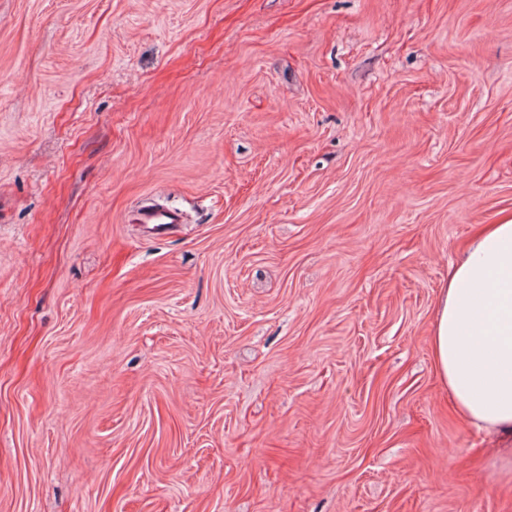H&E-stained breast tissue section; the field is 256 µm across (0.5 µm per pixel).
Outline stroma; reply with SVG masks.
I'll list each match as a JSON object with an SVG mask.
<instances>
[{
  "mask_svg": "<svg viewBox=\"0 0 512 512\" xmlns=\"http://www.w3.org/2000/svg\"><path fill=\"white\" fill-rule=\"evenodd\" d=\"M507 215L512 0H0V512H512L432 357ZM135 221L138 224H155L156 227H159L169 224H181L183 216L177 209L153 204L140 208L136 212Z\"/></svg>",
  "mask_w": 512,
  "mask_h": 512,
  "instance_id": "1",
  "label": "stroma"
}]
</instances>
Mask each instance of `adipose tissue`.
I'll list each match as a JSON object with an SVG mask.
<instances>
[{
  "label": "adipose tissue",
  "mask_w": 512,
  "mask_h": 512,
  "mask_svg": "<svg viewBox=\"0 0 512 512\" xmlns=\"http://www.w3.org/2000/svg\"><path fill=\"white\" fill-rule=\"evenodd\" d=\"M432 351L461 418L512 442V217L485 227L449 271Z\"/></svg>",
  "instance_id": "obj_1"
}]
</instances>
